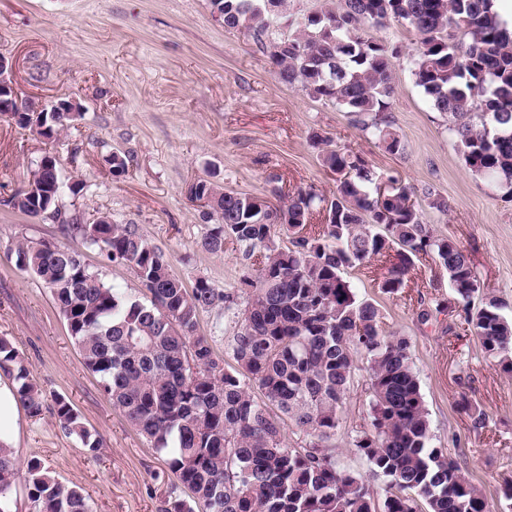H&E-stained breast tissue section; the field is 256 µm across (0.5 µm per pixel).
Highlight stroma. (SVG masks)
<instances>
[{"label": "stroma", "instance_id": "stroma-1", "mask_svg": "<svg viewBox=\"0 0 512 512\" xmlns=\"http://www.w3.org/2000/svg\"><path fill=\"white\" fill-rule=\"evenodd\" d=\"M377 36L399 49L389 109L404 143L398 154L354 114L280 82L251 36L214 20L210 0H0V56L12 64L19 102L47 108L66 99L82 112L53 139L0 117V336L13 342L49 401L37 418L15 408L16 512H34L27 473L33 459L62 485L82 487L91 512H159L172 483L164 456L85 368L49 289L16 264L19 243L65 246L107 285L141 296L131 268L67 235L52 217L7 206L44 154L55 157L63 182L83 184L79 194L60 195L63 216L89 224L105 214L137 225L186 287L204 278L224 291L239 287L252 269L234 245L220 256L199 248L209 221L188 200V185L207 179L270 201L300 189L332 198L337 175L309 143L311 132L321 133L412 187L432 235L465 250L484 290L512 319V198L471 174L447 116L416 86L414 33L394 22ZM112 153L126 157L125 175H112L105 161ZM436 198L447 210L432 208ZM385 270L377 262L371 271H352L350 281L358 297L376 301L388 331L409 339L433 445L497 501L503 478L512 477V374L460 329L462 311L444 269L420 258L394 296L378 286ZM422 308L433 309L430 320L418 319ZM58 395L102 439L97 456L58 426L50 404ZM464 399L483 410V425L460 410ZM367 402L365 384L357 382L336 437L341 464L355 472L364 465L348 435L363 425Z\"/></svg>", "mask_w": 512, "mask_h": 512}]
</instances>
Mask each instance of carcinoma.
I'll return each mask as SVG.
<instances>
[{
    "mask_svg": "<svg viewBox=\"0 0 512 512\" xmlns=\"http://www.w3.org/2000/svg\"><path fill=\"white\" fill-rule=\"evenodd\" d=\"M211 0L224 27L247 31L265 51L278 79L359 117L372 118L385 150H404L385 115L395 88L389 67L398 50L372 30L393 21L418 37L412 74L433 108L448 116L469 170L500 188L512 184V33L492 0H339L338 10L309 15L297 34H276L271 20L286 0ZM9 119L51 138L69 127L71 112H14ZM322 164L338 175L328 200L298 190L277 206L224 191L205 179L190 189L215 224L200 248L224 254L230 241L256 275L242 279L244 306L206 279L187 289L165 255L136 224L107 216L91 224L64 221L68 231L136 274L144 300H132L89 271L81 255L50 243L18 247L16 264L50 289L88 371L107 399L166 457L174 482L162 512H492L482 489L457 460L431 446L429 412L413 367L410 343L392 335L376 303L357 298L344 277L396 253L378 284L385 294L404 287L414 258L434 255L462 305L463 325L482 350L512 373V321L497 297L484 292L464 250L433 238L410 188L377 172L351 151L327 148ZM386 183L379 194L380 183ZM56 160L35 163L26 189L7 205L59 216ZM324 224L301 235L313 210ZM288 226L289 245L273 229ZM481 307L470 309L475 295ZM220 308L235 330L224 337L234 364L198 333L200 313ZM0 370L13 378L15 398L31 417L44 395L25 359L0 336ZM366 375V425L348 444L366 474L342 468L334 441L356 378ZM259 389L263 399L255 397ZM62 430L92 456L103 441L84 426L64 397L54 399ZM306 436L288 443L285 426ZM17 474L13 450L0 443V512H12ZM386 480L383 499L370 480ZM36 512H90L78 486L66 487L37 461L28 464Z\"/></svg>",
    "mask_w": 512,
    "mask_h": 512,
    "instance_id": "1",
    "label": "carcinoma"
}]
</instances>
